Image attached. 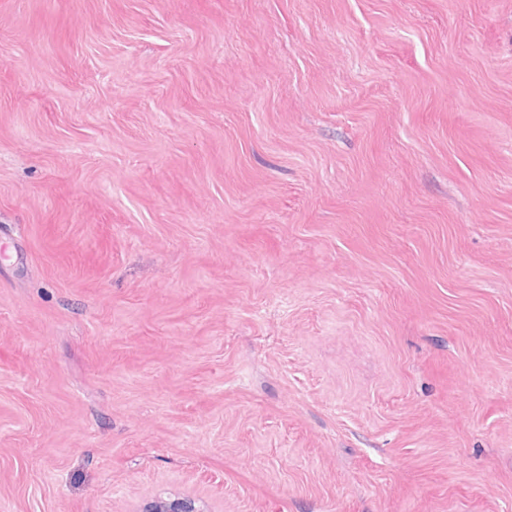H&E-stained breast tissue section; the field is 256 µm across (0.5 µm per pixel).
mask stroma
I'll return each instance as SVG.
<instances>
[{
	"instance_id": "1",
	"label": "stroma",
	"mask_w": 512,
	"mask_h": 512,
	"mask_svg": "<svg viewBox=\"0 0 512 512\" xmlns=\"http://www.w3.org/2000/svg\"><path fill=\"white\" fill-rule=\"evenodd\" d=\"M512 512V0H0V512Z\"/></svg>"
}]
</instances>
